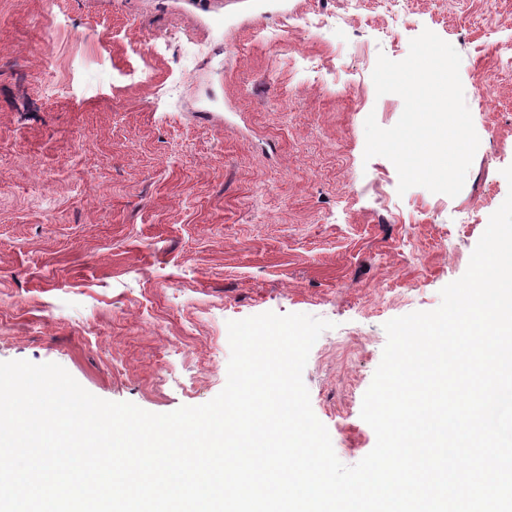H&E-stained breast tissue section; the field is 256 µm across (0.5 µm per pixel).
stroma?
Returning a JSON list of instances; mask_svg holds the SVG:
<instances>
[{"mask_svg":"<svg viewBox=\"0 0 512 512\" xmlns=\"http://www.w3.org/2000/svg\"><path fill=\"white\" fill-rule=\"evenodd\" d=\"M305 15L327 29L284 43ZM426 29L480 139L453 198L364 156L403 111L377 58ZM511 165L512 0H0V362L168 413L224 388L228 321L308 314L311 406L355 465L384 323L439 306Z\"/></svg>","mask_w":512,"mask_h":512,"instance_id":"obj_1","label":"stroma"}]
</instances>
